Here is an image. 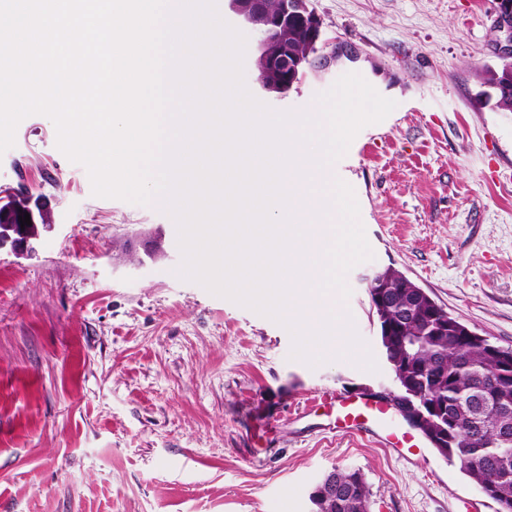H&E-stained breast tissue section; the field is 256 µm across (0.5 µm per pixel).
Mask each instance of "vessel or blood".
I'll return each instance as SVG.
<instances>
[{
    "mask_svg": "<svg viewBox=\"0 0 512 512\" xmlns=\"http://www.w3.org/2000/svg\"><path fill=\"white\" fill-rule=\"evenodd\" d=\"M315 399L335 415L336 428L367 436L400 457H408L421 442L405 430L390 402L372 397L352 398L336 391H319Z\"/></svg>",
    "mask_w": 512,
    "mask_h": 512,
    "instance_id": "b4317fda",
    "label": "vessel or blood"
}]
</instances>
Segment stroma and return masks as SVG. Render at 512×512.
Listing matches in <instances>:
<instances>
[{
    "label": "stroma",
    "instance_id": "stroma-1",
    "mask_svg": "<svg viewBox=\"0 0 512 512\" xmlns=\"http://www.w3.org/2000/svg\"><path fill=\"white\" fill-rule=\"evenodd\" d=\"M216 5L247 38V89L273 110L313 109L348 72L397 103L335 164L374 253L349 272L346 307L378 369L291 359L286 328L181 280L160 203L93 196L52 120L28 116L0 190L53 227L31 252L0 248V512H312L336 467L364 473L370 512H497L432 447L395 457L312 404L392 389L362 281L389 267L512 348V112L477 97L504 38L494 0H308L336 59L282 96L260 88L257 30ZM266 424L272 440L256 441Z\"/></svg>",
    "mask_w": 512,
    "mask_h": 512
}]
</instances>
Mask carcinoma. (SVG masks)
<instances>
[{
	"mask_svg": "<svg viewBox=\"0 0 512 512\" xmlns=\"http://www.w3.org/2000/svg\"><path fill=\"white\" fill-rule=\"evenodd\" d=\"M288 46L306 64L320 51L317 42L295 27L288 30ZM482 80L495 92V108L512 112V77L487 69ZM25 209L21 200L1 205L0 233L37 234L39 226L19 222ZM382 277L389 285L386 315L396 322L393 335L380 337L382 347L406 367L409 378L433 390L445 409L448 440L436 451L456 461L474 484L486 487L497 512H512V378L501 380L503 357L512 358V350L469 335L470 328L459 321L443 334L434 333L433 314L446 310L398 271L387 269ZM327 481L333 489L316 486L311 493L315 512H370V487L361 470L335 468Z\"/></svg>",
	"mask_w": 512,
	"mask_h": 512,
	"instance_id": "1",
	"label": "carcinoma"
}]
</instances>
